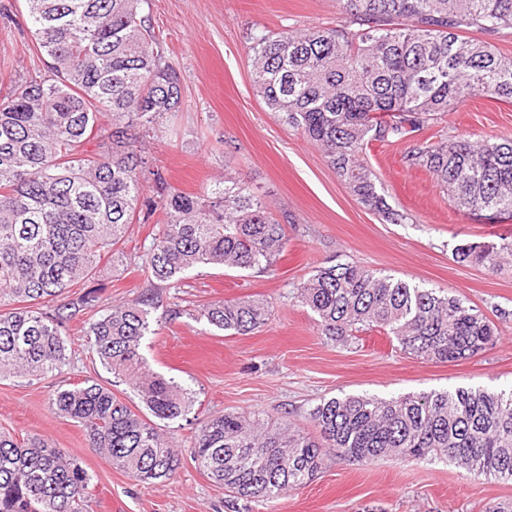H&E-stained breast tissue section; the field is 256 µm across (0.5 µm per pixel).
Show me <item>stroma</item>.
Segmentation results:
<instances>
[{
	"mask_svg": "<svg viewBox=\"0 0 512 512\" xmlns=\"http://www.w3.org/2000/svg\"><path fill=\"white\" fill-rule=\"evenodd\" d=\"M141 13L165 42L182 90L179 112L143 140L155 168L170 191L195 195L224 174L240 177L275 215L291 216L286 248L270 270L201 267L187 273L180 292L158 291L159 333L146 337L142 354L151 371L196 393L187 416L161 424L184 454L171 479L135 482L88 448L81 428L52 409L49 398L57 388L112 381L90 357L78 321L66 329L70 360L59 372L38 380L0 379V430L40 436L82 465L92 477L91 512H228L224 487L189 458L195 435L213 415L233 410L282 416L309 432L310 410L333 396L512 389V257L494 271L453 258L462 244L512 242V218L492 221L455 209L428 172L406 166L399 144L367 152L380 193L405 215L401 223L386 222L350 193L322 149L271 112L253 89L252 37L344 24L338 0H144ZM45 70L24 0H0V99L16 82ZM443 132L474 141L512 135V104L467 97L416 138ZM163 218L158 209L149 223L130 225L126 262L104 265L85 282V289H97L101 304L131 300L149 288L140 256ZM340 263L458 296L495 324L497 340L483 353L449 364L404 354L378 331L361 333L348 346L327 342L296 293L315 270ZM244 297L266 300L271 311L268 323L250 335L224 334L191 315L199 305ZM493 501L512 502L511 481L477 480L440 460L365 466L331 457L312 482L252 512H363L368 506L381 512H483Z\"/></svg>",
	"mask_w": 512,
	"mask_h": 512,
	"instance_id": "35a3bbf8",
	"label": "stroma"
}]
</instances>
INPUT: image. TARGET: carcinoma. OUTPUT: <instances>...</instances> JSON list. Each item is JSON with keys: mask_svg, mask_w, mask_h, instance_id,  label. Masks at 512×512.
I'll return each instance as SVG.
<instances>
[{"mask_svg": "<svg viewBox=\"0 0 512 512\" xmlns=\"http://www.w3.org/2000/svg\"><path fill=\"white\" fill-rule=\"evenodd\" d=\"M50 78L30 77L0 102V377L45 378L69 360L64 337L86 317L88 350L140 398L132 406L85 380L52 394L88 447L128 477L170 478L181 450L155 420H176L193 391L149 371L157 296L98 306L69 289L114 257L154 181L165 220L144 251L151 280L181 288L202 265L267 269L287 244L284 222L241 179L204 195L170 192L136 146L178 110L181 88L143 0H24ZM339 27L260 34L251 44L254 89L266 106L318 144L357 200L393 221L364 162L373 143L408 144L405 163L428 171L458 210L512 217V136L477 144L448 133L413 141L468 96L512 103V57L490 38L512 29V0H339ZM475 30L484 39L463 38ZM112 116V131L100 116ZM98 142V151L80 147ZM512 244L460 246L455 261L495 268ZM327 340L347 345L380 329L404 353L435 363L472 358L497 339L475 307L433 288L353 264L324 267L298 288ZM197 319L246 336L270 319L259 299L202 305ZM316 434L256 413L226 411L195 435V467L232 493L231 508L272 503L311 481L330 456L375 464L448 460L473 478L512 481V392L454 390L379 398L331 397L309 413ZM92 476L46 440L0 431V512H89Z\"/></svg>", "mask_w": 512, "mask_h": 512, "instance_id": "cac0c4a2", "label": "carcinoma"}]
</instances>
